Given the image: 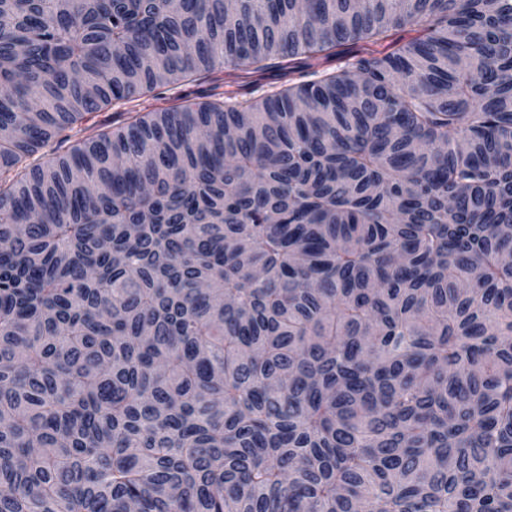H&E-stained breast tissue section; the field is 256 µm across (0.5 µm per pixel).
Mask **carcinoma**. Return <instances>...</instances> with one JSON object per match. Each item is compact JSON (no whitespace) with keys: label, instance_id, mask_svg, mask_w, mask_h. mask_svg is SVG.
Segmentation results:
<instances>
[{"label":"carcinoma","instance_id":"obj_1","mask_svg":"<svg viewBox=\"0 0 512 512\" xmlns=\"http://www.w3.org/2000/svg\"><path fill=\"white\" fill-rule=\"evenodd\" d=\"M0 512H512V0H0ZM357 50L358 48L354 45L340 47L335 58L318 68H310L304 63H297L290 71L275 66L262 75L245 70L239 71V77L231 82H228L230 80L215 82L209 77H201L194 81L167 85L157 89L154 93L155 97H147L142 107L170 106L181 104L186 100L204 101L224 96V93L228 91L234 92L239 97L258 98L276 90L284 83H288V79L295 83L316 79V76L313 75L314 71L336 68V64L355 55Z\"/></svg>","mask_w":512,"mask_h":512}]
</instances>
